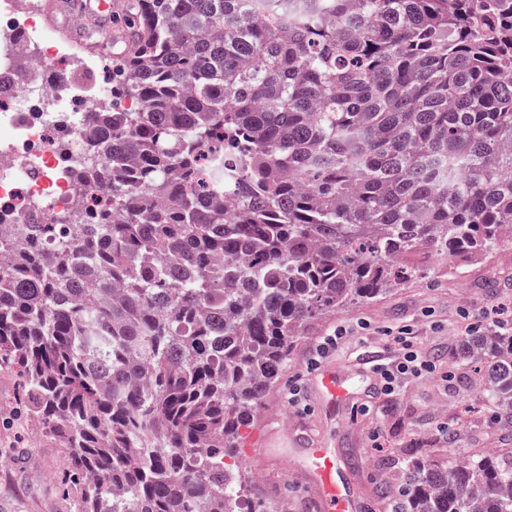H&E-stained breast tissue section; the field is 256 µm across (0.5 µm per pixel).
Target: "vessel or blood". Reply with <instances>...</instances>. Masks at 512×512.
I'll return each mask as SVG.
<instances>
[{
    "instance_id": "obj_1",
    "label": "vessel or blood",
    "mask_w": 512,
    "mask_h": 512,
    "mask_svg": "<svg viewBox=\"0 0 512 512\" xmlns=\"http://www.w3.org/2000/svg\"><path fill=\"white\" fill-rule=\"evenodd\" d=\"M47 8L52 15L62 16L66 21L76 14L85 19L93 10L100 14L111 13L112 0H83L76 7L71 6L69 0H49ZM309 378L310 387L328 417L341 414L352 402L354 393L343 369L325 365L311 372ZM292 448L303 452L305 478L315 512H361L359 498L341 468L336 443L315 437L300 425H291L282 438L265 436L260 462L265 466L281 462Z\"/></svg>"
}]
</instances>
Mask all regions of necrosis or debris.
<instances>
[{
	"instance_id": "obj_1",
	"label": "necrosis or debris",
	"mask_w": 512,
	"mask_h": 512,
	"mask_svg": "<svg viewBox=\"0 0 512 512\" xmlns=\"http://www.w3.org/2000/svg\"><path fill=\"white\" fill-rule=\"evenodd\" d=\"M68 56L42 18L40 0H0V226L10 235L33 222L61 217L83 222L81 160L90 145L92 115L112 109V64L94 88L65 82L55 68Z\"/></svg>"
}]
</instances>
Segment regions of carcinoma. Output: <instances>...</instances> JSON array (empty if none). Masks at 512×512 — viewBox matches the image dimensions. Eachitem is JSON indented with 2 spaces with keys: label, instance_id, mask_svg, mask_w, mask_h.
Here are the masks:
<instances>
[{
  "label": "carcinoma",
  "instance_id": "cac0c4a2",
  "mask_svg": "<svg viewBox=\"0 0 512 512\" xmlns=\"http://www.w3.org/2000/svg\"><path fill=\"white\" fill-rule=\"evenodd\" d=\"M98 163L112 221L0 248V367L72 449L74 512H230L241 430L319 314L407 254L512 237V0H136ZM460 357L512 429V330ZM395 512H512L500 448L421 451Z\"/></svg>",
  "mask_w": 512,
  "mask_h": 512
}]
</instances>
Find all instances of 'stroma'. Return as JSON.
<instances>
[{
	"mask_svg": "<svg viewBox=\"0 0 512 512\" xmlns=\"http://www.w3.org/2000/svg\"><path fill=\"white\" fill-rule=\"evenodd\" d=\"M406 261L421 267V275L382 297L323 313L309 325L250 427L242 429L237 443L242 487L267 512H313L309 490L291 477L290 463L273 470L260 468L256 437L263 429L295 422L321 425L324 416L313 396H306L299 407L289 405L285 395L289 385L305 383L314 343L339 326L350 335L329 362L348 372H355V357L361 351L354 337L357 329H364L369 346L379 348L385 331L407 325L430 356L455 375L448 387L425 377L408 382L391 396L375 392L373 378L360 382L361 406H349L333 431L342 448L343 469L364 512H391L379 500L376 487L383 477L402 485L407 449L443 450V443L430 437L437 421H447L457 447L512 451V431L491 423L492 407L474 379V365L457 355L482 309L512 307V240H502L489 255L458 261L453 269L437 252L413 254ZM20 390L14 372L1 368L0 512H71V499L59 490L70 450L28 411Z\"/></svg>",
	"mask_w": 512,
	"mask_h": 512,
	"instance_id": "obj_1",
	"label": "stroma"
}]
</instances>
